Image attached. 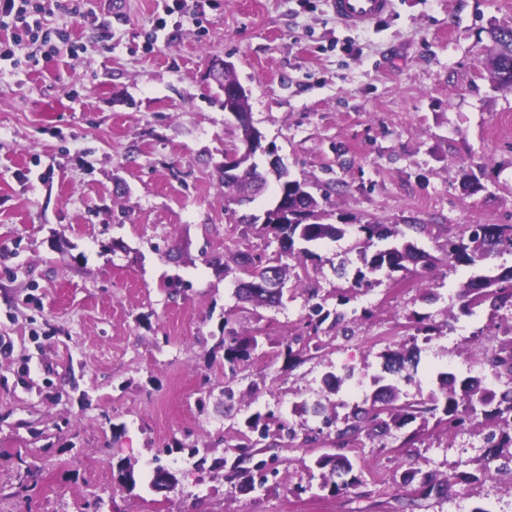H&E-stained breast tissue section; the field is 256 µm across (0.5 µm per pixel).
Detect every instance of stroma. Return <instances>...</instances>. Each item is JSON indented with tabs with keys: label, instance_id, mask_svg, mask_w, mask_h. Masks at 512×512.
<instances>
[{
	"label": "stroma",
	"instance_id": "35a3bbf8",
	"mask_svg": "<svg viewBox=\"0 0 512 512\" xmlns=\"http://www.w3.org/2000/svg\"><path fill=\"white\" fill-rule=\"evenodd\" d=\"M42 22L69 42L0 60V512H403L421 489L404 484L408 464L421 477L479 472V425L428 428L414 448L406 427L350 444L340 451L363 477L340 495L321 486L315 461L337 451L323 437L278 438L250 485L227 465L256 413L301 436L343 420L414 315L440 335L417 339L408 398L426 399L440 372L488 374L501 318L460 314L457 290L477 270L441 256L462 225H512V91L483 69L487 30L512 26V0H394L357 29L327 0H123L117 13L82 0ZM224 60L264 146L323 197L329 223L347 224L275 307L236 297L235 256L279 243L231 214L222 168L238 130L212 76ZM468 173L483 191L463 189ZM375 219L427 225L408 238L438 264L353 287L358 227ZM315 301L342 310L353 336L330 330L318 351L287 357ZM228 326L259 339L230 400ZM330 371L344 378L335 394ZM158 468L173 489L151 488ZM479 505L512 512V478L454 486L415 512Z\"/></svg>",
	"mask_w": 512,
	"mask_h": 512
}]
</instances>
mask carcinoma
<instances>
[{
  "instance_id": "1",
  "label": "carcinoma",
  "mask_w": 512,
  "mask_h": 512,
  "mask_svg": "<svg viewBox=\"0 0 512 512\" xmlns=\"http://www.w3.org/2000/svg\"><path fill=\"white\" fill-rule=\"evenodd\" d=\"M489 36L493 45L487 63L491 81L499 88L512 90V27H494L490 29ZM238 165L243 169L242 174L234 182L224 184V188L232 201L242 206L254 200L265 177L248 155L240 156ZM279 181L278 197L283 199V203L268 209L263 229L280 242L281 251L271 256H245L240 262L249 280L240 283L236 295L255 306H275L281 302L283 289H278L275 296H268L256 290V283L272 275L282 283L287 280L290 265L284 259L294 257L295 240L316 245L325 239H340L346 234L344 224L319 222L320 204L307 190L306 184L288 179L284 170L279 172ZM359 231L364 234L360 250L364 268L357 270L354 278V286L358 288L372 285V275L382 273L391 278L396 272L408 270V264H415L425 257L413 243L405 240V232L393 224L374 221L359 225ZM376 239L387 240L389 244L369 256L367 250L374 246ZM507 247H512L511 224H465L455 238L448 239L444 255L448 261L482 266L486 260L497 256ZM457 298L459 310L465 316L472 315L475 308L486 303L495 311L512 306V267L497 274L471 277L459 286ZM331 316L334 317L331 327H342L343 337H348L350 329L344 326L345 314L325 312L319 303L311 306L305 325L317 336L322 324ZM257 346L255 336H240L232 330L224 332V360L229 371L224 386L225 396L233 397L232 382L237 370L241 363L249 360ZM383 358L384 375L376 378L377 388L362 402L353 404L344 418L343 427L336 429V443L344 446L362 437L381 441L390 433L391 427H401L416 421L417 428L406 440V443L413 445L431 419L454 432L463 431L469 425L488 422L494 429L486 436L490 449L485 455L481 475L490 476L496 469L500 449L512 447V336L501 339L498 351L486 359L501 386L483 387L469 377L459 380L450 372L441 373L437 389L430 392L426 402L401 401L398 384L409 378L405 371L412 356L388 350ZM247 426L250 431L257 433V438L241 447V454L231 465L234 476L245 471L242 464L252 460L253 448L261 444L267 448V439L287 431L285 421L272 412L255 415L247 420ZM315 465L319 469L328 470V477L321 488H327L333 493L345 491L361 482L362 467L345 456L323 454L315 461ZM474 479V475L456 471L448 472L442 480L428 478L422 482L424 495L443 498L448 496L449 488Z\"/></svg>"
}]
</instances>
